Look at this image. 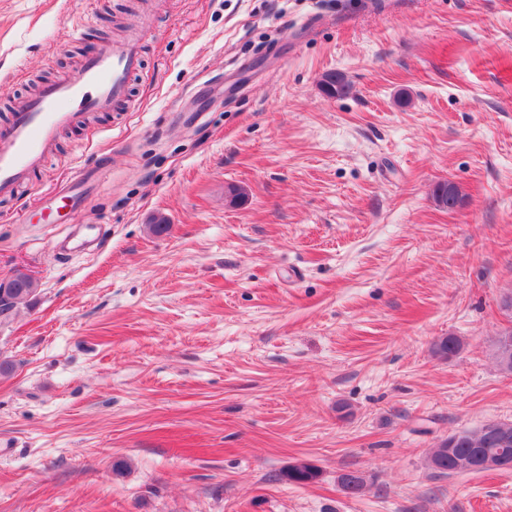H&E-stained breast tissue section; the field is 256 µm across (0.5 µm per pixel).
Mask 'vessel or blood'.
<instances>
[{
  "label": "vessel or blood",
  "mask_w": 512,
  "mask_h": 512,
  "mask_svg": "<svg viewBox=\"0 0 512 512\" xmlns=\"http://www.w3.org/2000/svg\"><path fill=\"white\" fill-rule=\"evenodd\" d=\"M140 66L135 38L102 46L73 76L43 84L26 97L0 128V199L12 198L38 170L59 133L91 112L116 110L127 101L129 76ZM96 176L80 170L62 189L51 192L45 208L73 209L92 193Z\"/></svg>",
  "instance_id": "vessel-or-blood-1"
}]
</instances>
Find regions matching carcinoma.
<instances>
[{
  "instance_id": "carcinoma-1",
  "label": "carcinoma",
  "mask_w": 512,
  "mask_h": 512,
  "mask_svg": "<svg viewBox=\"0 0 512 512\" xmlns=\"http://www.w3.org/2000/svg\"><path fill=\"white\" fill-rule=\"evenodd\" d=\"M334 81L325 88V92L336 98L350 94L351 85L341 73L332 74ZM37 281L29 280L12 289L11 302L0 300V318L9 319L16 306L28 301L37 291ZM463 343L457 336H444L432 347L435 356L450 359L462 349ZM494 457L512 462V421H490L476 429H464L448 435L434 448L427 465L434 473L450 477L460 474H478L484 472L485 458ZM320 476L317 467L308 463H297L288 468L286 478L297 485L315 482ZM340 490L348 497H358L365 493L367 483L357 470H347L337 478Z\"/></svg>"
}]
</instances>
